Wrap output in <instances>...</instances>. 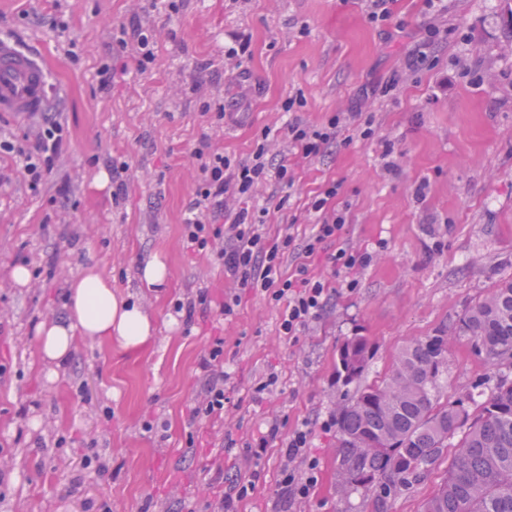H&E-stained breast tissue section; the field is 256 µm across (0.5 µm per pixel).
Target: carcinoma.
Returning a JSON list of instances; mask_svg holds the SVG:
<instances>
[{"mask_svg": "<svg viewBox=\"0 0 512 512\" xmlns=\"http://www.w3.org/2000/svg\"><path fill=\"white\" fill-rule=\"evenodd\" d=\"M463 338L491 367L512 360V280L471 306L453 331L406 345L378 383L361 384L373 357L368 337L339 349L337 374L357 387L338 405V467L351 489L378 487L380 509L451 446L446 475L424 512H512V380L500 379L472 406L465 399L439 403L448 346Z\"/></svg>", "mask_w": 512, "mask_h": 512, "instance_id": "carcinoma-1", "label": "carcinoma"}]
</instances>
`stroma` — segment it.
I'll list each match as a JSON object with an SVG mask.
<instances>
[{
  "instance_id": "35a3bbf8",
  "label": "stroma",
  "mask_w": 512,
  "mask_h": 512,
  "mask_svg": "<svg viewBox=\"0 0 512 512\" xmlns=\"http://www.w3.org/2000/svg\"><path fill=\"white\" fill-rule=\"evenodd\" d=\"M368 0H0V37L41 57L50 75L46 111L0 112V133L32 148L47 122L60 128L53 169L38 185L13 169L0 187V512H180L210 502L247 477L245 448L271 418L280 423L253 492L237 512H377L371 490L344 493L336 481L339 346L369 337L363 381H381L409 342L455 326L496 284L512 280V0H393L385 25ZM141 30L156 61L140 72L121 35ZM248 42L239 78L226 57ZM303 107L286 111L288 99ZM223 104L224 120L211 107ZM337 112L373 117L369 138H337L324 157L285 149L295 118L319 126ZM287 159L293 188L269 185L252 201L266 209L270 236L316 223L309 203L338 183L330 208L344 213L343 238L370 253L358 286L337 287L323 318L291 343L279 309L251 291L232 319L218 304L233 282L205 254L184 249L183 222L199 171L200 141L234 161L262 136ZM125 165L124 189L112 184ZM163 259L164 288L147 287L141 265ZM26 266V286L12 267ZM112 278L156 326L151 343L124 351L76 338L66 364L40 360L36 326L67 317L69 282L85 266ZM207 290L211 304L191 324L176 301ZM224 339V424H194L199 363ZM278 389L256 401L269 371ZM512 362L486 366L467 341L448 350L441 401L486 394ZM312 427L318 481L287 503L280 446L297 425ZM95 444L105 473L83 468ZM447 460L387 502L386 512H423Z\"/></svg>"
}]
</instances>
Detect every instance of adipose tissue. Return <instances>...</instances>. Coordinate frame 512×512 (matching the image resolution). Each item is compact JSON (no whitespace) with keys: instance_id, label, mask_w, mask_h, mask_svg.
I'll return each mask as SVG.
<instances>
[{"instance_id":"1","label":"adipose tissue","mask_w":512,"mask_h":512,"mask_svg":"<svg viewBox=\"0 0 512 512\" xmlns=\"http://www.w3.org/2000/svg\"><path fill=\"white\" fill-rule=\"evenodd\" d=\"M67 311L65 321L44 322L37 329L41 359L57 366L66 362L78 335L124 351L141 349L154 336L148 313L114 292L111 277L95 266L71 281Z\"/></svg>"}]
</instances>
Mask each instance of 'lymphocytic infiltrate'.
I'll use <instances>...</instances> for the list:
<instances>
[{
	"label": "lymphocytic infiltrate",
	"mask_w": 512,
	"mask_h": 512,
	"mask_svg": "<svg viewBox=\"0 0 512 512\" xmlns=\"http://www.w3.org/2000/svg\"><path fill=\"white\" fill-rule=\"evenodd\" d=\"M356 125L361 136L372 133L371 120L358 112L334 113L325 124L313 126L296 119L286 133L289 148L303 158L320 157L335 142L343 123ZM54 128H46L33 151L21 154V167L31 184H38L52 171L53 157L59 143ZM267 143H258L251 158L234 162L223 153L203 143L195 148L201 179L195 198L184 220V242L191 250L210 255L223 266L225 274L237 285V292L225 294L220 311L232 317L240 304V289L249 288L265 296L280 309L279 332L289 341H296L302 331L324 314L336 282H344L354 290L355 272L370 262L369 254L355 251L341 241L345 218L330 209L329 200L338 190L337 183L325 186L311 202L319 222L308 235L288 232L269 237L264 227V214L250 210L246 199L261 188L276 182L293 187L294 178L287 164L271 166L267 159ZM293 256L291 272H283L285 256ZM205 383L197 403L190 411L191 421H214L224 416V340L214 338L201 362ZM279 421H270L255 448L249 449L246 461L250 466L248 480L235 482L231 493L222 495L211 505V512H236V501L248 496L261 475V460L270 441L277 439ZM311 429L301 425L283 442L280 461V484L289 500L308 498L317 478L316 461L307 453Z\"/></svg>",
	"instance_id": "obj_1"
}]
</instances>
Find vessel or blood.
Segmentation results:
<instances>
[{
	"mask_svg": "<svg viewBox=\"0 0 512 512\" xmlns=\"http://www.w3.org/2000/svg\"><path fill=\"white\" fill-rule=\"evenodd\" d=\"M49 74L35 56L0 37V112L34 115L48 101Z\"/></svg>",
	"mask_w": 512,
	"mask_h": 512,
	"instance_id": "obj_1",
	"label": "vessel or blood"
}]
</instances>
